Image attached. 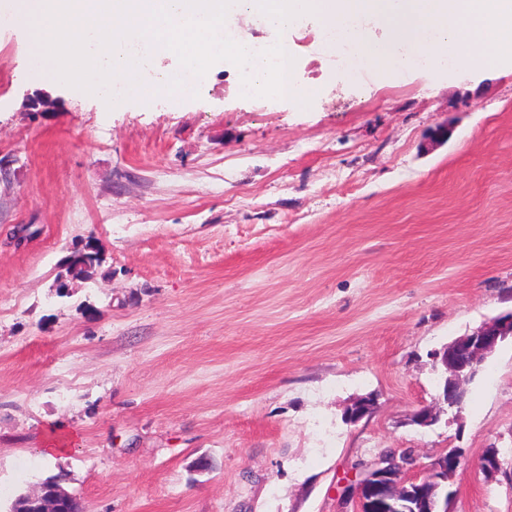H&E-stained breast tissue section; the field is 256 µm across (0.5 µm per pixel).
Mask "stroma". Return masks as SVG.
Segmentation results:
<instances>
[{
  "mask_svg": "<svg viewBox=\"0 0 512 512\" xmlns=\"http://www.w3.org/2000/svg\"><path fill=\"white\" fill-rule=\"evenodd\" d=\"M319 33L241 31L287 42L312 98L222 67L105 108L0 22V512L48 478L86 512H336L387 448L463 449L454 512H512L511 341L460 413L413 421L433 351L512 310V69L355 84ZM97 253H75L70 264L67 267V273L73 277H92L96 266H99ZM86 265V266H84Z\"/></svg>",
  "mask_w": 512,
  "mask_h": 512,
  "instance_id": "stroma-1",
  "label": "stroma"
}]
</instances>
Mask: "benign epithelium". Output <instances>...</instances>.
Here are the masks:
<instances>
[{
    "mask_svg": "<svg viewBox=\"0 0 512 512\" xmlns=\"http://www.w3.org/2000/svg\"><path fill=\"white\" fill-rule=\"evenodd\" d=\"M512 339V310L482 324L471 333L447 344L436 354L435 371L442 393L439 408L460 412L466 402V384L478 373L484 356L506 339ZM373 407L370 398L353 404L346 420L356 423ZM463 462L462 451L454 448L437 456L421 475L418 459L404 449L402 459L379 453L366 463V473L349 484L337 502L336 512H414L408 503L413 490L425 503L424 512H451L452 493L448 483ZM13 512H85L80 496L65 491L58 482L36 483L32 492L16 503Z\"/></svg>",
    "mask_w": 512,
    "mask_h": 512,
    "instance_id": "benign-epithelium-1",
    "label": "benign epithelium"
}]
</instances>
